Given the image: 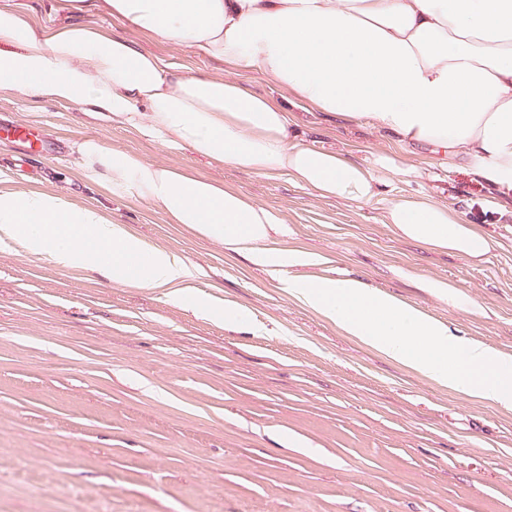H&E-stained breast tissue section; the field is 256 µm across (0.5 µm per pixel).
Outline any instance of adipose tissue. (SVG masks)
Listing matches in <instances>:
<instances>
[{"label":"adipose tissue","instance_id":"ef3b65f1","mask_svg":"<svg viewBox=\"0 0 512 512\" xmlns=\"http://www.w3.org/2000/svg\"><path fill=\"white\" fill-rule=\"evenodd\" d=\"M47 27L0 7V85L139 121L161 143L260 176L288 175L324 198L370 200L390 157L365 167L293 131L276 99L232 77L188 74L90 23L108 14L161 43L187 45L235 70L264 74L307 111L365 122L408 142L467 156L496 200L512 199V0H59ZM82 152L107 179L234 251L272 265L265 245L282 216L233 188L93 142ZM395 235L479 262L480 227L431 196L384 213ZM0 238L57 263L95 264L113 280L180 295L190 269L147 248L104 212L47 191H0ZM345 333L456 392L512 409V356L454 336L443 321L355 277L285 280Z\"/></svg>","mask_w":512,"mask_h":512}]
</instances>
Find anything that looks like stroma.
Masks as SVG:
<instances>
[{
    "label": "stroma",
    "instance_id": "stroma-1",
    "mask_svg": "<svg viewBox=\"0 0 512 512\" xmlns=\"http://www.w3.org/2000/svg\"><path fill=\"white\" fill-rule=\"evenodd\" d=\"M190 74L221 62L96 17ZM297 132L358 163L400 171L368 201L326 199L287 175L217 165L70 103L0 88V123H22L52 155L0 138V189L47 190L107 212L192 268L178 298L92 267L0 242V512H512V410L466 398L393 361L288 295L249 256L224 248L83 163L86 141L224 183L278 210L273 253L297 248L295 276L355 277L512 355V203L461 155L340 117L304 112ZM458 208L496 242L481 262L395 236L382 218L402 195ZM453 284L471 302L425 288ZM233 303L248 325L231 330Z\"/></svg>",
    "mask_w": 512,
    "mask_h": 512
}]
</instances>
